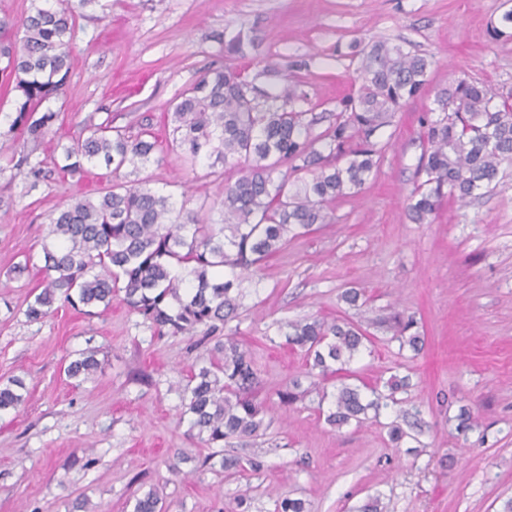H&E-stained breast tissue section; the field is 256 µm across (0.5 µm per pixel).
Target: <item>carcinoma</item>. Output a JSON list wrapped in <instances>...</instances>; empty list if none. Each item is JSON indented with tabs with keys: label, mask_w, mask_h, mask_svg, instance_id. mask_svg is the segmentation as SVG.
<instances>
[{
	"label": "carcinoma",
	"mask_w": 512,
	"mask_h": 512,
	"mask_svg": "<svg viewBox=\"0 0 512 512\" xmlns=\"http://www.w3.org/2000/svg\"><path fill=\"white\" fill-rule=\"evenodd\" d=\"M75 24L67 0L0 19V81L18 93L15 116L5 115L11 137L0 142V161L33 178V188L46 173L30 165L28 144L41 143L58 119L59 113L40 108L66 84ZM15 30L23 33L18 43L12 40ZM490 35L495 40L512 36V11ZM357 56L359 87L340 100L333 119L301 108L308 97L299 80L270 92L232 65L204 74L166 112L172 125L167 151L192 166L212 155L222 161V170L209 172L224 184L220 222L177 207L171 196L144 181L116 182L96 197L74 196L50 218V233L60 247L44 248L41 290L27 303L28 320L46 318L58 300L75 309L107 308L118 293L160 333L194 336L202 327L213 334L236 318L243 279L220 278L214 270L227 267L253 276L288 237L327 223L329 207L358 192L377 168L385 146L375 133L430 84L435 67L433 56L386 41L365 44ZM325 121L328 125L317 131ZM422 128L420 179L407 203L415 224L430 223L446 201L464 202L479 190L493 189L512 168V93L504 96L482 83L453 79L436 92ZM149 136L144 127L135 133L130 126L112 125L109 115L88 136L62 146L65 164L59 170L79 174L102 163L116 174L158 162L159 145ZM415 325L414 317L402 312L387 320L400 347L418 355L424 337L412 332ZM279 331L321 377L339 376L334 407L326 416L332 426L364 423L368 411L379 412L409 387V378L392 376L384 383L387 391L375 387L367 400L348 383L356 372L347 365L368 340L359 325L314 318L282 324ZM97 367L90 351L71 361L66 374L77 378ZM21 388L18 379L0 385V412L22 403ZM261 389L252 354L231 336L214 345L209 366L191 374L183 415L189 417V436L213 449L202 465L218 456L221 468L231 472L239 460L224 456V442L266 433L270 423L263 417ZM314 391H320L318 383L304 388L293 380L275 395L290 407ZM133 512H162L157 490L136 498Z\"/></svg>",
	"instance_id": "obj_1"
}]
</instances>
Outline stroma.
Here are the masks:
<instances>
[{
	"mask_svg": "<svg viewBox=\"0 0 512 512\" xmlns=\"http://www.w3.org/2000/svg\"><path fill=\"white\" fill-rule=\"evenodd\" d=\"M510 9L512 0H98L83 9L78 55L62 95L47 103L59 119L35 162L50 163L56 145L108 117L119 126L150 120L166 140L170 103L224 65V42L240 30L255 45L237 67L252 76L263 63L305 60L297 77L316 112L335 111L356 88L352 45L405 42L436 66L423 94L378 131L387 148L362 190L245 284L225 332L253 353L271 427L225 443L240 460L233 475L196 467L207 448L188 438L182 417L187 375L208 364L215 337L158 335L117 296L99 316L63 303L38 322L24 315L54 243L52 213L106 187L100 168L56 171L33 189L0 170V383L26 386L24 403L0 414V512H133L152 488L164 512H274L285 496L309 512H359L371 498L381 512H502L512 498V175L468 204L444 205L429 224L409 220L406 196L422 153L420 118L437 89L464 77L512 91V38L488 32ZM120 178L148 180L186 209L220 218L222 183L206 164L192 169L170 154ZM349 287L366 304L342 301ZM395 310L415 316L420 355L380 328ZM312 316L367 328L371 341L350 365L367 384L408 377L378 418L327 424L332 379L328 400L279 404L276 388L307 367L277 325ZM90 349L95 376L67 377L65 366ZM463 406L476 424L461 433ZM404 410L408 435L396 445L388 426ZM177 449L191 457L179 476L169 469Z\"/></svg>",
	"mask_w": 512,
	"mask_h": 512,
	"instance_id": "stroma-1",
	"label": "stroma"
}]
</instances>
